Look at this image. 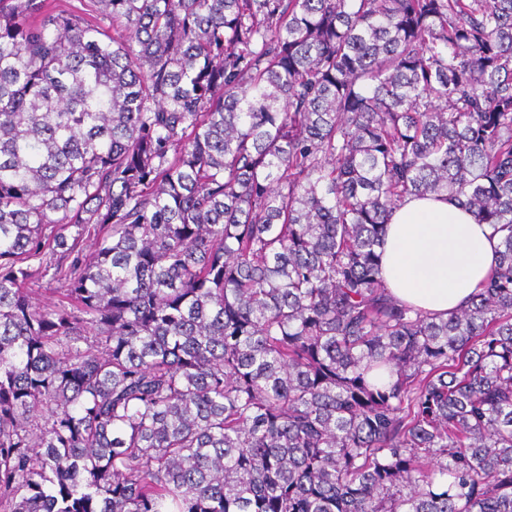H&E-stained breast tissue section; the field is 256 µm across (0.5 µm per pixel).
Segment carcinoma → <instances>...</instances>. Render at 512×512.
<instances>
[{"label":"carcinoma","instance_id":"cac0c4a2","mask_svg":"<svg viewBox=\"0 0 512 512\" xmlns=\"http://www.w3.org/2000/svg\"><path fill=\"white\" fill-rule=\"evenodd\" d=\"M0 512H512V0H0ZM500 250L490 226L448 196L413 197L389 220L381 277L399 301L448 317L492 273Z\"/></svg>","mask_w":512,"mask_h":512}]
</instances>
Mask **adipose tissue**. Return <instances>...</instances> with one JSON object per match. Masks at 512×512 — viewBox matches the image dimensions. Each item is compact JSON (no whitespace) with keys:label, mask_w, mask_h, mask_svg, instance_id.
<instances>
[{"label":"adipose tissue","mask_w":512,"mask_h":512,"mask_svg":"<svg viewBox=\"0 0 512 512\" xmlns=\"http://www.w3.org/2000/svg\"><path fill=\"white\" fill-rule=\"evenodd\" d=\"M501 249L489 225L447 196L408 199L386 228L381 277L399 301L449 315L492 273Z\"/></svg>","instance_id":"obj_1"}]
</instances>
